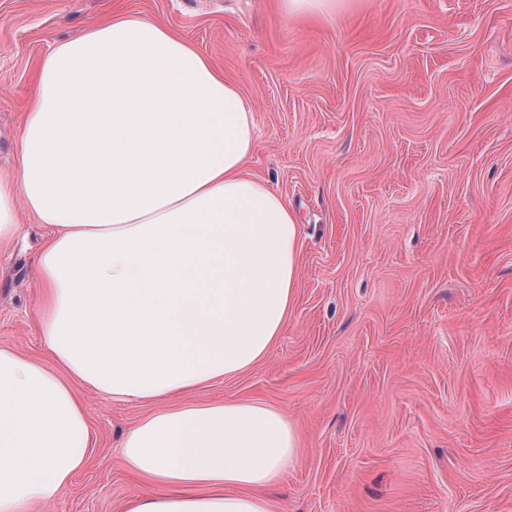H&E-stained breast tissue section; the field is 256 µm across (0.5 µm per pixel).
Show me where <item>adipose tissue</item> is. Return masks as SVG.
<instances>
[{"instance_id":"obj_1","label":"adipose tissue","mask_w":512,"mask_h":512,"mask_svg":"<svg viewBox=\"0 0 512 512\" xmlns=\"http://www.w3.org/2000/svg\"><path fill=\"white\" fill-rule=\"evenodd\" d=\"M253 113L192 43L117 11L41 62L0 173V243L36 261L43 354L0 347V512L62 498L89 459L75 386L152 411L121 440L126 512H275L299 436L276 407L181 402L264 359L292 313L301 227L245 163Z\"/></svg>"}]
</instances>
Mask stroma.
I'll return each instance as SVG.
<instances>
[{"instance_id":"obj_1","label":"stroma","mask_w":512,"mask_h":512,"mask_svg":"<svg viewBox=\"0 0 512 512\" xmlns=\"http://www.w3.org/2000/svg\"><path fill=\"white\" fill-rule=\"evenodd\" d=\"M122 10L193 43L249 105L248 170L301 224L268 355L188 400H250L300 437L277 512H512V0H0V172L34 75ZM49 227L0 244V345L32 354ZM91 459L46 512H124L117 440L149 409L83 386ZM280 9L287 15L308 14L329 16L343 0H278Z\"/></svg>"}]
</instances>
